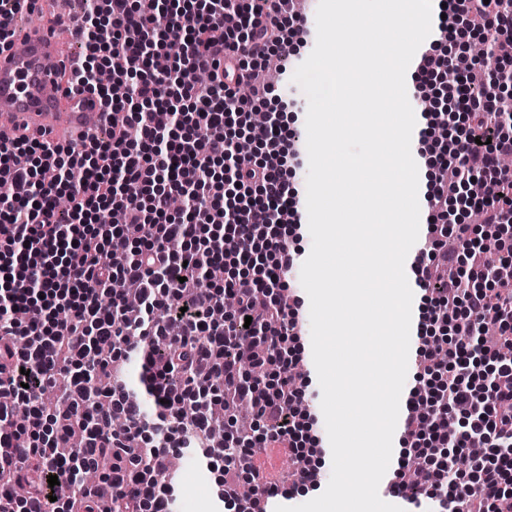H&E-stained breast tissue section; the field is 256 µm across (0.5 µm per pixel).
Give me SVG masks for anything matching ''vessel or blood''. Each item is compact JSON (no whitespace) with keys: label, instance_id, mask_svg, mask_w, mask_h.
Wrapping results in <instances>:
<instances>
[{"label":"vessel or blood","instance_id":"1","mask_svg":"<svg viewBox=\"0 0 512 512\" xmlns=\"http://www.w3.org/2000/svg\"><path fill=\"white\" fill-rule=\"evenodd\" d=\"M79 29L73 14L59 13L0 45L1 142L24 134L65 142L103 124L97 99L70 89L66 82L71 58L65 44Z\"/></svg>","mask_w":512,"mask_h":512}]
</instances>
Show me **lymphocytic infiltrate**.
Listing matches in <instances>:
<instances>
[{"instance_id": "lymphocytic-infiltrate-1", "label": "lymphocytic infiltrate", "mask_w": 512, "mask_h": 512, "mask_svg": "<svg viewBox=\"0 0 512 512\" xmlns=\"http://www.w3.org/2000/svg\"><path fill=\"white\" fill-rule=\"evenodd\" d=\"M87 2L71 81L122 122L75 144L0 142V183L13 189L0 197V474L35 466L28 494L0 483V501L47 512L58 496L49 476L73 484L106 459L101 484L84 487L96 512H112L111 497L125 512H170L168 449L220 422L233 431L235 404L248 402L259 429L206 466L220 473L225 506L237 507L250 482L259 507L269 492L258 485L256 449L286 445L304 486L317 473L308 451L320 446L303 423L307 385L292 374L300 302L287 275L302 252L288 234L300 198L283 170L300 151L279 118L251 120L273 92L260 80L263 62L294 55L303 22L276 0ZM445 3L444 38L464 27L495 44L512 33V0ZM433 57L414 72L420 92L432 94L450 70L456 81L447 110L423 109L435 175L428 262L413 266L424 301L421 373L390 492L449 512H512V356L499 352L512 343V289L495 288L512 252L486 264V237L448 210L461 196L484 224L512 229V170L500 163L512 137L499 125L503 98L470 94L469 51ZM103 72L127 86L125 98L113 99ZM439 125L447 139L434 138ZM241 138L273 157L235 163ZM474 179L482 195L470 193ZM448 236L457 248L444 280L436 262ZM111 253L124 263L106 265ZM229 295L236 310L212 322ZM489 319L498 334L485 339ZM133 358L142 391L113 382L93 399L88 377L110 379ZM147 395L157 401L152 417Z\"/></svg>"}]
</instances>
